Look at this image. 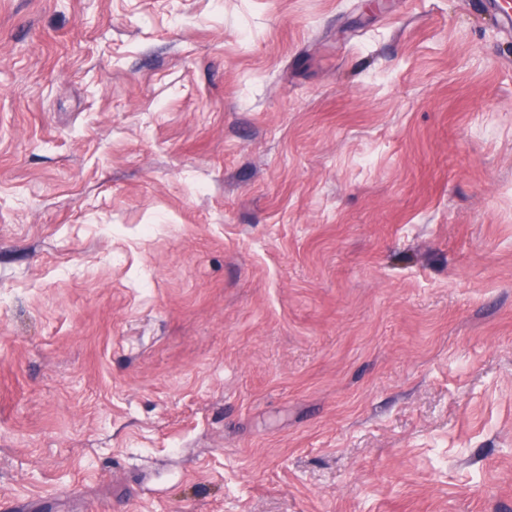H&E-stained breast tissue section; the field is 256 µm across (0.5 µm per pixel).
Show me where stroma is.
<instances>
[{"instance_id":"obj_1","label":"stroma","mask_w":512,"mask_h":512,"mask_svg":"<svg viewBox=\"0 0 512 512\" xmlns=\"http://www.w3.org/2000/svg\"><path fill=\"white\" fill-rule=\"evenodd\" d=\"M0 512H512V29L0 0Z\"/></svg>"}]
</instances>
